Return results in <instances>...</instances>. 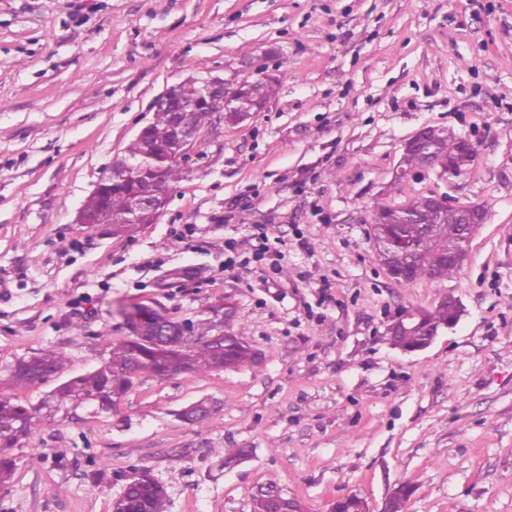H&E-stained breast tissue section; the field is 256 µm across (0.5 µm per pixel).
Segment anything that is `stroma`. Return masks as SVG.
I'll return each mask as SVG.
<instances>
[{"label": "stroma", "instance_id": "1", "mask_svg": "<svg viewBox=\"0 0 512 512\" xmlns=\"http://www.w3.org/2000/svg\"><path fill=\"white\" fill-rule=\"evenodd\" d=\"M205 73L274 92L200 129L154 223H77L156 98ZM424 126L470 137L476 164L396 181ZM433 192L487 221L462 270L405 287L370 219ZM446 294L456 327L413 353L388 343L395 310ZM154 305L189 344L229 330L261 363L144 371L112 412L58 414L9 449L0 512H112L134 465L167 512H252L269 484L307 512L347 494L380 512L403 482L406 512H512V0H0V395L39 405L127 340L123 310ZM42 350L64 368L7 385ZM201 399L206 420L179 419ZM231 448L251 455L228 469Z\"/></svg>", "mask_w": 512, "mask_h": 512}]
</instances>
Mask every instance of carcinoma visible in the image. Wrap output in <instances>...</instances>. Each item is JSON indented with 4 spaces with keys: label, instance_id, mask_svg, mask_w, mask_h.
I'll list each match as a JSON object with an SVG mask.
<instances>
[{
    "label": "carcinoma",
    "instance_id": "1",
    "mask_svg": "<svg viewBox=\"0 0 512 512\" xmlns=\"http://www.w3.org/2000/svg\"><path fill=\"white\" fill-rule=\"evenodd\" d=\"M174 91L181 111L175 114L162 107L156 109L153 121L143 131L142 139L133 141L127 149V156H136L140 153L143 139L150 140L162 148L168 147L176 121L186 128L198 130L209 123L214 113L224 111L223 96H214L201 105L197 104L200 83L196 79L182 81L174 86ZM427 132L435 145L436 159L445 163L448 157L456 155L460 137L448 129L436 127L427 128ZM185 177L186 169L180 162L175 159L164 161L136 178L121 184H112L106 198L98 192L91 194L83 204V211L93 218L103 220L123 215L129 207L130 194L143 180L149 182L154 198L164 204L173 185ZM412 203L418 208L417 224L400 223L398 206H382L375 216L381 220L382 227L398 229L412 240L421 237L424 224L437 228V241L420 253L414 278H444L456 272L457 268L445 260L444 250L457 238L460 232V219L451 211L442 213L422 204L419 197L412 200ZM420 314V325L414 330L413 335L396 337L405 350L418 346L429 333L441 328L449 319L448 307L444 305L422 309ZM157 340L165 344L163 369L179 375L224 369L231 358L238 366L253 363L251 346L244 343L226 349L220 344L205 340L189 349L186 343L177 345L165 335L157 337ZM64 362L62 354L50 350L24 357L18 360L12 369L11 382L20 387L43 380L60 372ZM152 366L153 360L149 353L140 351L137 345L125 341L112 347L109 358L104 360L99 368L63 382L51 397L37 407L19 403L11 396L0 395V485L9 484L15 474V462L6 453L7 449L17 445L34 429L63 411L67 413L80 406L98 404L108 410L112 409L119 402V397L129 392L134 377ZM414 491L415 488L408 483L399 485L391 499L392 512H398L401 506L410 500ZM165 505L166 492L148 479L134 481L121 502L123 512H165Z\"/></svg>",
    "mask_w": 512,
    "mask_h": 512
}]
</instances>
